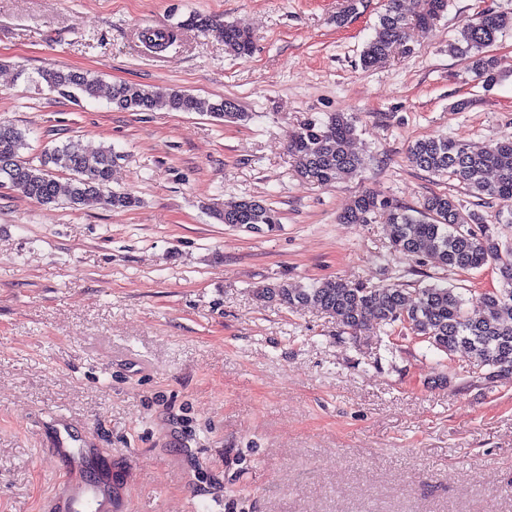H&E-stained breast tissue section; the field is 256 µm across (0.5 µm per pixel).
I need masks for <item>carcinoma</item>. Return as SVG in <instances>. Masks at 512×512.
<instances>
[{"label":"carcinoma","instance_id":"carcinoma-1","mask_svg":"<svg viewBox=\"0 0 512 512\" xmlns=\"http://www.w3.org/2000/svg\"><path fill=\"white\" fill-rule=\"evenodd\" d=\"M447 8L448 0H386L375 34L361 54V65L374 67L397 52L409 51V26L430 29ZM185 25L215 34L236 56L252 54V34L231 22L192 15ZM509 25L511 18L483 13L468 22L457 42L450 45V53L469 58L470 70L486 87L503 76L501 61L487 48ZM143 38L166 47L174 35L147 29ZM38 82L73 99L80 95L93 98L100 89L96 78L67 69L43 70ZM112 104L132 112H205L217 120L233 122L249 118L227 98H201L182 90L129 84L112 86ZM355 133V120L345 112L299 124L288 135V153L297 174L320 186H332L356 174L364 168L365 159L350 149ZM27 148V130L0 123L1 186L45 205H105L117 210L137 206L135 197L110 187L113 169L122 159L114 148L70 140L44 150L37 165L23 155ZM409 159L423 171L458 181L472 194L512 202V141L475 151L448 137L421 139L409 148ZM213 215L234 227L269 232L280 228L277 211L253 198L244 197L222 210L215 209ZM377 218L389 225L394 250L409 257H427L443 269L469 272L493 265L502 288L485 293L477 310L467 307L457 288L442 283L426 284L411 296L398 283L367 286L336 278L308 288L268 284L259 289L260 297L290 309L317 308L336 317L352 334L377 321L397 338L411 335L449 356L463 348L471 355L472 368L485 378L512 379V243L501 241L496 225L485 223L476 213H464L460 202L444 193H432L414 208L364 192L352 200L339 221L371 224Z\"/></svg>","mask_w":512,"mask_h":512}]
</instances>
